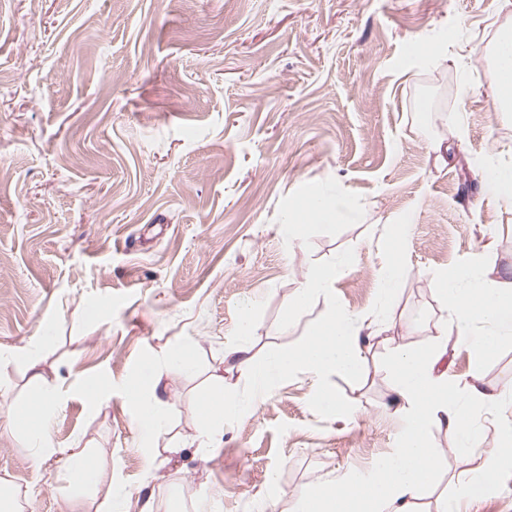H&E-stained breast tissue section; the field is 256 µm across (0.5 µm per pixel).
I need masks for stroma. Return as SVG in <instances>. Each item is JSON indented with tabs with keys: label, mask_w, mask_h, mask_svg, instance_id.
I'll list each match as a JSON object with an SVG mask.
<instances>
[{
	"label": "stroma",
	"mask_w": 512,
	"mask_h": 512,
	"mask_svg": "<svg viewBox=\"0 0 512 512\" xmlns=\"http://www.w3.org/2000/svg\"><path fill=\"white\" fill-rule=\"evenodd\" d=\"M508 26L512 0H0V415L31 395L33 357L56 399L52 453L0 427L21 512H292L306 486L399 447L392 348L438 349L437 372L512 390V340L474 368L433 293L443 269L512 270V205L487 180L512 164V112L492 94ZM319 196L345 218L284 237ZM343 254L331 294L295 309ZM394 258L405 273L386 295ZM336 304L372 330L360 374L323 379L340 410H319L297 371L201 447L213 375L251 392L222 362L243 314L262 357L300 348ZM181 349L196 369L164 371L170 425L149 437L124 388ZM100 381L112 397L96 406L83 388ZM429 438L439 468L416 512H512L492 491L457 499L480 457L456 454L447 424ZM88 440L107 464L90 505L63 470ZM352 260L351 255L345 254L340 256L332 267L311 272L297 289L296 309L304 306L314 295L328 294L336 278L351 265Z\"/></svg>",
	"instance_id": "1"
}]
</instances>
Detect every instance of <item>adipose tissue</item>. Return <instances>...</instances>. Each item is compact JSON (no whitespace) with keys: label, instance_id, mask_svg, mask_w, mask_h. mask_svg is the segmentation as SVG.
Wrapping results in <instances>:
<instances>
[{"label":"adipose tissue","instance_id":"adipose-tissue-1","mask_svg":"<svg viewBox=\"0 0 512 512\" xmlns=\"http://www.w3.org/2000/svg\"><path fill=\"white\" fill-rule=\"evenodd\" d=\"M495 99L501 111L512 110V32L503 31L494 45ZM435 295L450 314L449 330L457 344L466 346L475 365H482L502 340L512 335V274L486 279L473 268L442 271L435 276ZM239 341L224 351L225 362L246 371L254 393L273 389L297 369L316 377L314 402L321 411L340 406L334 391L320 379L330 373L357 375L363 368L360 336L362 327L355 314L340 306L317 323L306 342L295 351L283 350L258 359L251 352L249 320L241 322ZM438 354L433 350L394 351L387 373L396 393L403 399L404 433L399 448L375 459L368 471L352 469L333 483L313 485L300 495L296 512H411V501L426 488L438 466L439 452L428 432L438 422H447L456 436L458 454H468L478 446L482 426L477 410L499 412L512 406V395L488 393L472 385L467 390L435 371ZM38 360L28 364L29 383L35 400L13 407L5 422L28 436L30 447L51 451L47 428L54 402L43 388ZM161 372L154 362H146L125 389L128 401L138 409L139 424L153 435L166 432L170 413L159 397ZM466 404H459V397ZM251 399L227 390L215 382L204 401L199 441L214 448L225 418L252 410ZM500 447L484 451L481 465L456 479L460 497L481 498L491 475L512 470V424L501 427Z\"/></svg>","mask_w":512,"mask_h":512}]
</instances>
